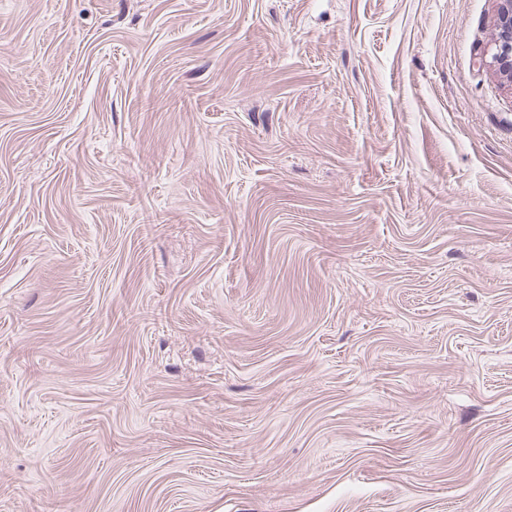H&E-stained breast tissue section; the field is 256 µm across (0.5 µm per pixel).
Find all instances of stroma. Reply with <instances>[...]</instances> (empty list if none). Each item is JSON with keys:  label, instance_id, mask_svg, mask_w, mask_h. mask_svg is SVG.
Returning <instances> with one entry per match:
<instances>
[{"label": "stroma", "instance_id": "35a3bbf8", "mask_svg": "<svg viewBox=\"0 0 512 512\" xmlns=\"http://www.w3.org/2000/svg\"><path fill=\"white\" fill-rule=\"evenodd\" d=\"M495 0H0V512H512Z\"/></svg>", "mask_w": 512, "mask_h": 512}]
</instances>
